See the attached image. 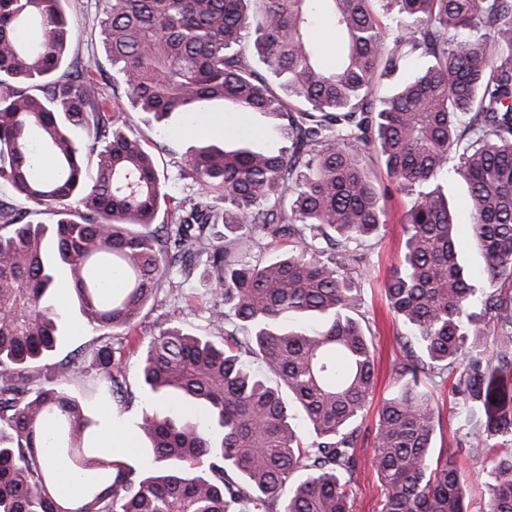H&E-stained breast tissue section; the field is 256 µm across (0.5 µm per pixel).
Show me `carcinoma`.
Masks as SVG:
<instances>
[{
  "label": "carcinoma",
  "mask_w": 512,
  "mask_h": 512,
  "mask_svg": "<svg viewBox=\"0 0 512 512\" xmlns=\"http://www.w3.org/2000/svg\"><path fill=\"white\" fill-rule=\"evenodd\" d=\"M105 2L104 48L133 106L158 122L218 102L274 115L287 145L228 136L195 148L181 177L198 195H170L125 133L121 97L107 111L88 67L68 61L63 0H0V179L37 206L0 203V512H349L375 353L352 316L359 259L348 245L388 221L363 152L380 155L412 197L405 253L384 288L407 334L375 435L382 512H467L455 453L434 448V396L422 381L437 370L453 376L486 512H512V292L498 287L512 283V0ZM325 21L342 50L335 69L320 63ZM248 36L265 73L246 54ZM405 48L433 62L384 94ZM450 158L468 186L480 289L459 263L448 194L424 190ZM211 196L224 200L222 239ZM163 204L170 223L156 224ZM43 212L51 223L33 219ZM263 240L291 249L263 259L253 252ZM203 257L223 344L159 330L140 386L205 417L143 410L150 446L137 468L89 447L98 423L64 387L76 371L61 369L51 387L32 375L62 336L60 274L100 333L96 364L124 411L134 396L107 339L135 335L147 304L173 276L188 282ZM109 268L121 285L106 292ZM295 410L307 441L291 425ZM52 455L94 473L84 494H52Z\"/></svg>",
  "instance_id": "obj_1"
}]
</instances>
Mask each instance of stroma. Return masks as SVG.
<instances>
[{
  "label": "stroma",
  "mask_w": 512,
  "mask_h": 512,
  "mask_svg": "<svg viewBox=\"0 0 512 512\" xmlns=\"http://www.w3.org/2000/svg\"><path fill=\"white\" fill-rule=\"evenodd\" d=\"M63 6L75 33L70 45L71 57L91 63V76L99 83L104 97L123 91L122 78L113 69L103 46L101 21L104 0H63ZM128 113L131 119L129 135L140 139L144 148L153 155L170 194L179 198L193 192L190 181L180 176L191 148L220 144L225 134L230 132L251 135L255 143L263 146L279 148L285 144L274 117L255 114L246 119L224 111L219 105L205 117L175 113L159 123L133 107ZM385 202L390 215L388 224L379 235L366 239L358 248L362 262L357 317L376 348V380L372 399L360 425L357 448L360 476L351 496V512H380L382 507L384 490L374 465L373 445L378 411L396 388L392 368L399 357V349L395 337L405 331L402 322L395 318L387 305L384 285L403 254L400 219L408 199L395 192L387 195ZM209 289V281L205 274L200 273L182 287L168 291L162 306L145 309L138 328L140 340H149L162 325L182 327L202 336L221 335V328L208 320ZM61 314L65 333L56 351L48 358L40 381L44 384L57 381L61 365L74 363L79 375L69 383V392L82 403L92 419H99L111 412L112 401L97 376L93 351L98 335L85 324L73 302H66ZM435 399L440 412L435 445L455 451L459 465L468 473L469 490L465 500L468 512H484L487 495L483 478L461 448L464 421L447 388L437 390Z\"/></svg>",
  "instance_id": "35a3bbf8"
}]
</instances>
